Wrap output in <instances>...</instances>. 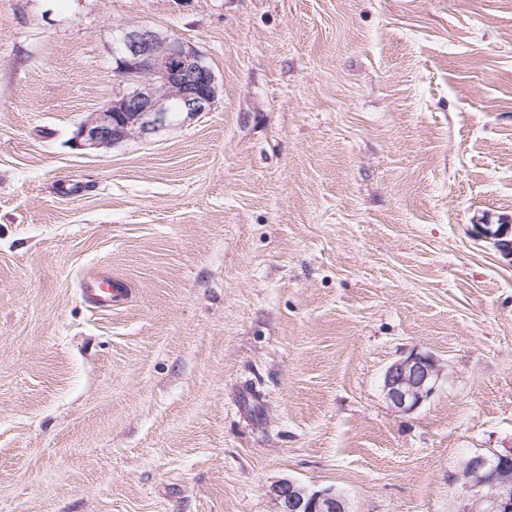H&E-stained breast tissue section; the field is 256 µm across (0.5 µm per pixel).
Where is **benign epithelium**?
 <instances>
[{
	"instance_id": "1",
	"label": "benign epithelium",
	"mask_w": 512,
	"mask_h": 512,
	"mask_svg": "<svg viewBox=\"0 0 512 512\" xmlns=\"http://www.w3.org/2000/svg\"><path fill=\"white\" fill-rule=\"evenodd\" d=\"M113 73L118 90L89 113L73 137L78 149L98 151L131 137H145L209 112L218 96L216 76L202 52L161 29L142 24L113 33ZM438 361L413 353L390 364L382 390L394 408L409 412L428 400L440 375ZM458 512H512V451L475 455L455 476ZM274 512H351L335 488L312 490L282 479L270 490Z\"/></svg>"
}]
</instances>
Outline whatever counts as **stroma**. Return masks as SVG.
I'll return each mask as SVG.
<instances>
[{"label":"stroma","mask_w":512,"mask_h":512,"mask_svg":"<svg viewBox=\"0 0 512 512\" xmlns=\"http://www.w3.org/2000/svg\"><path fill=\"white\" fill-rule=\"evenodd\" d=\"M212 111L99 152L112 33ZM512 0H0V512H455L512 448ZM124 289L91 308L81 285ZM443 368L415 412L386 367ZM274 512H351L345 495L336 488L312 490L291 479H283L270 490Z\"/></svg>","instance_id":"1"}]
</instances>
